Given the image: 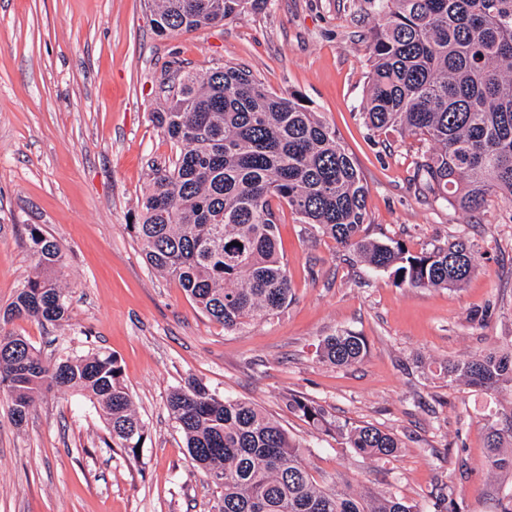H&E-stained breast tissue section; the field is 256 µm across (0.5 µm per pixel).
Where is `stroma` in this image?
<instances>
[{
    "label": "stroma",
    "instance_id": "1",
    "mask_svg": "<svg viewBox=\"0 0 512 512\" xmlns=\"http://www.w3.org/2000/svg\"><path fill=\"white\" fill-rule=\"evenodd\" d=\"M147 14L146 0H0V308L35 266L27 224L62 248L70 295L59 324L17 319L5 329L48 362L115 356L146 424L134 458L105 447L102 420L75 392L43 391L18 425L0 391V512H216L219 491L167 408L169 393L191 379L278 421L325 489L389 491L418 512H435L443 497L460 512H499L512 498V471L489 469L485 436L512 414V392L450 380L445 368L512 347V205L492 197L466 212L436 201L415 180L427 143L366 127L368 0H250L222 24L167 36ZM220 66L302 95L335 127L369 187L371 238L417 249L466 235L479 250L471 279L459 288L397 283L305 231L285 207L288 307L234 331L209 320L149 267L126 227L153 162L174 153L152 121L163 80ZM341 330L366 342L349 367L318 353ZM292 396L337 423L395 434L398 456L356 455L290 409Z\"/></svg>",
    "mask_w": 512,
    "mask_h": 512
}]
</instances>
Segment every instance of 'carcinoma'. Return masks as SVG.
Listing matches in <instances>:
<instances>
[{
  "instance_id": "cac0c4a2",
  "label": "carcinoma",
  "mask_w": 512,
  "mask_h": 512,
  "mask_svg": "<svg viewBox=\"0 0 512 512\" xmlns=\"http://www.w3.org/2000/svg\"><path fill=\"white\" fill-rule=\"evenodd\" d=\"M376 26L361 116L375 133L396 132L432 145L417 165L421 189L462 210L491 196L512 204V0H368ZM248 0H151L149 23L167 35L222 23ZM152 119L176 147L153 170L135 224L125 225L147 263L178 283L226 330L281 313L291 300L278 250L279 207L300 224L353 249L368 265L416 288L463 285L476 270L467 237L434 240L413 252L376 240L364 228L368 186L336 129L298 94L279 95L250 71L217 67L184 72L178 90ZM33 274L0 321L58 322L69 311L60 284L59 244L25 225ZM0 389L17 423L43 388L74 390L105 423L109 448L136 456L145 425L132 408L116 358L105 354L45 363L24 336L1 333ZM366 351L350 332L325 337L320 359L351 366ZM448 377L487 390L512 391V350L489 347L446 366ZM288 406L313 426L336 432L345 447L375 460L401 444L367 424L335 425L324 409L297 397ZM167 407L191 459L220 488L217 512H416L391 493L355 495L320 487L300 447L257 405L211 393L190 380ZM490 468L512 470V414L487 433Z\"/></svg>"
}]
</instances>
